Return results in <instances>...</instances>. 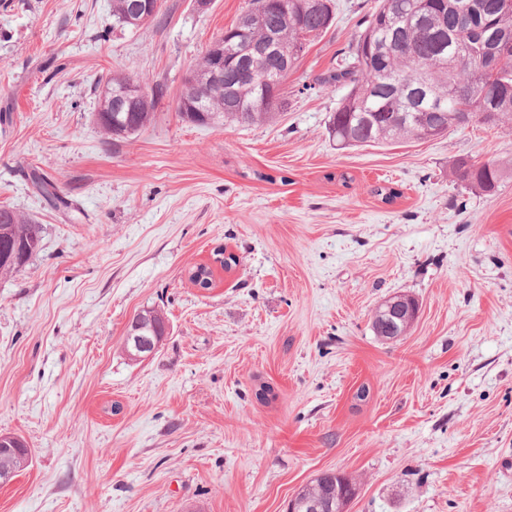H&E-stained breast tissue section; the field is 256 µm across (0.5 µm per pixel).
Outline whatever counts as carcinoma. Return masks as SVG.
<instances>
[{"label": "carcinoma", "instance_id": "obj_1", "mask_svg": "<svg viewBox=\"0 0 512 512\" xmlns=\"http://www.w3.org/2000/svg\"><path fill=\"white\" fill-rule=\"evenodd\" d=\"M471 13L457 10L458 0H376L363 22L350 59L322 80L348 92L329 116L327 131L341 149L408 138H430L451 128L481 123L512 124V44L500 49L497 69H484V46L473 39L471 23L489 21L496 32L512 33V2L470 0ZM255 7L224 31V93L208 96L212 60L203 55L193 70L197 95L211 111L195 112L194 100L176 101L182 121L196 126L257 124L287 109L281 90L311 40L332 25L330 0H251ZM245 27L247 32L238 33ZM156 91L121 113L114 141L127 140L151 123ZM511 163L460 161L456 179L474 190L496 191ZM34 186L52 206L63 202L56 185L33 175ZM33 221L0 206V277L23 268L38 250ZM197 287H212L208 264L189 269ZM30 465L26 447L0 450V471L17 474ZM352 478L324 471L291 500L294 512H339L356 493Z\"/></svg>", "mask_w": 512, "mask_h": 512}]
</instances>
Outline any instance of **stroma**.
I'll use <instances>...</instances> for the list:
<instances>
[{"label": "stroma", "instance_id": "obj_1", "mask_svg": "<svg viewBox=\"0 0 512 512\" xmlns=\"http://www.w3.org/2000/svg\"><path fill=\"white\" fill-rule=\"evenodd\" d=\"M332 5L287 112L202 127L175 96L249 0H164L136 30L112 0H0V205L41 227L0 277V434L32 453L0 512H287L329 470L357 483L348 512H512V177L488 195L452 174L512 161V128L338 148L346 90L318 83L374 2ZM115 74L161 90L117 143L94 120ZM388 184L390 204L373 193ZM220 249L237 266L192 285ZM400 294L414 325L375 336ZM147 307L169 330L134 363L126 328Z\"/></svg>", "mask_w": 512, "mask_h": 512}]
</instances>
